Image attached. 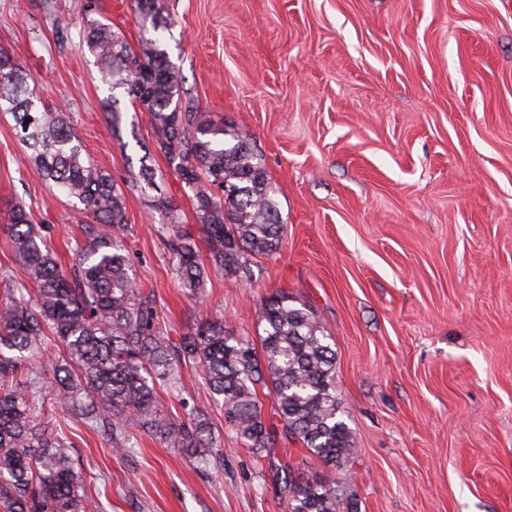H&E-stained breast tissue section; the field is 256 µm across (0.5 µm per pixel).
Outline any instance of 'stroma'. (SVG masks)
I'll list each match as a JSON object with an SVG mask.
<instances>
[{"instance_id": "stroma-1", "label": "stroma", "mask_w": 512, "mask_h": 512, "mask_svg": "<svg viewBox=\"0 0 512 512\" xmlns=\"http://www.w3.org/2000/svg\"><path fill=\"white\" fill-rule=\"evenodd\" d=\"M91 1L138 45L132 0H0V47L122 188L133 273L162 326L179 337L214 319L254 341L263 300L287 295L335 345L353 434L337 475L360 512H512V0H165L182 101L248 134L284 224L280 250L252 257L250 282L209 268L200 300L161 229L172 210L193 224L192 201L159 152V191L134 187L153 128L98 79L80 38ZM21 155L0 114V271L16 280L5 203L30 208L64 268L81 234L72 204ZM158 396L171 414L187 398L206 408L224 458L196 462L142 432L118 456L57 411L103 512H286L277 468H325L281 444L256 458L197 365Z\"/></svg>"}]
</instances>
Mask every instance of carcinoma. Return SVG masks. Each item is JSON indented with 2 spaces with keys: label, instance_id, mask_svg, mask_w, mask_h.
<instances>
[{
  "label": "carcinoma",
  "instance_id": "carcinoma-1",
  "mask_svg": "<svg viewBox=\"0 0 512 512\" xmlns=\"http://www.w3.org/2000/svg\"><path fill=\"white\" fill-rule=\"evenodd\" d=\"M142 27L153 33L132 47L87 3L82 41L98 65L103 85L122 88L139 112L150 115L156 149L192 193L196 237L176 214L169 216L167 251L185 290L202 296L211 266L232 280H251V257L282 244V224L271 183L246 134L208 112L182 107L181 81L161 42L171 23L164 0H134ZM33 76L0 49V112L14 120L24 162L37 177L75 201L82 237L76 263L65 272L20 201L8 204L11 252L27 281L0 301V508L3 512H99L86 494L54 417L45 415L47 393L57 407L111 435L112 452L124 455L136 432H147L189 458H221L206 414L164 413L156 386L192 361L224 425L256 455L275 442L336 469L349 459L353 435L336 401V350L314 313L285 295L262 304L260 348L224 332V321L203 319L174 341L158 320L154 291L131 273L125 243L128 218L123 192L98 168L72 131L64 108L38 104ZM153 155L139 158L138 188H156ZM49 342L60 351L52 380L30 358ZM271 399L261 414L258 391ZM286 512H359L336 475L313 481L284 478Z\"/></svg>",
  "mask_w": 512,
  "mask_h": 512
}]
</instances>
